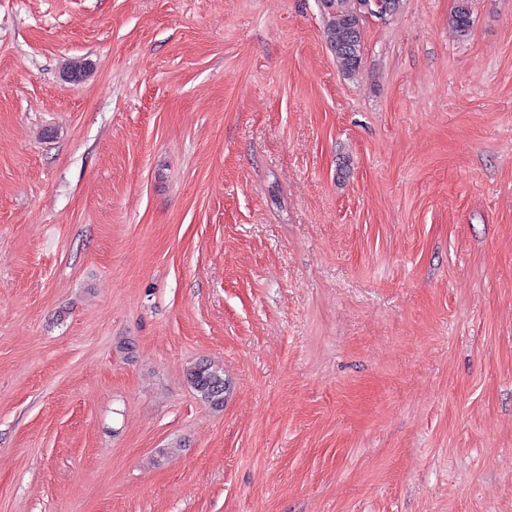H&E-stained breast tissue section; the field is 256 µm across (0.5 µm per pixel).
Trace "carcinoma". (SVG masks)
Returning <instances> with one entry per match:
<instances>
[{
    "label": "carcinoma",
    "instance_id": "carcinoma-1",
    "mask_svg": "<svg viewBox=\"0 0 512 512\" xmlns=\"http://www.w3.org/2000/svg\"><path fill=\"white\" fill-rule=\"evenodd\" d=\"M360 0H322L325 14L324 39L342 70L356 74L363 60L361 28L365 21ZM471 0H455L448 21L460 37L471 28ZM186 380L199 396L214 408L224 406V370L208 361H200L186 371Z\"/></svg>",
    "mask_w": 512,
    "mask_h": 512
}]
</instances>
